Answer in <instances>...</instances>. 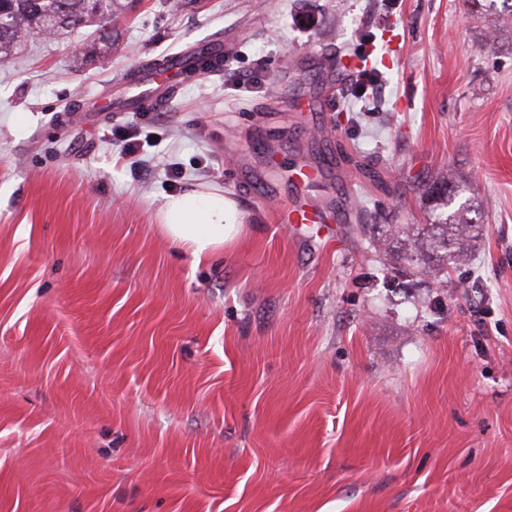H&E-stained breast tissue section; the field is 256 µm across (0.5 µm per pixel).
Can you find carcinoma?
<instances>
[{
    "label": "carcinoma",
    "instance_id": "cac0c4a2",
    "mask_svg": "<svg viewBox=\"0 0 512 512\" xmlns=\"http://www.w3.org/2000/svg\"><path fill=\"white\" fill-rule=\"evenodd\" d=\"M121 14L120 0H0V65L10 63L19 46L47 30L61 35L96 24L103 34L85 46V55L94 57L108 47L111 32L106 23ZM427 186L435 202L434 223L408 224L395 234L379 224H359L357 230L368 251L384 252L402 273L437 279L475 247L480 225L469 218L471 199L450 208L470 190L466 181L442 177Z\"/></svg>",
    "mask_w": 512,
    "mask_h": 512
}]
</instances>
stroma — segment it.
<instances>
[{
	"mask_svg": "<svg viewBox=\"0 0 512 512\" xmlns=\"http://www.w3.org/2000/svg\"><path fill=\"white\" fill-rule=\"evenodd\" d=\"M171 2L0 66V512H512V17L490 44L475 0ZM215 42L219 73L113 111ZM327 160L306 194L341 221L277 223ZM174 170L236 204L210 258L157 225ZM439 171L483 224L441 285L352 230L427 223Z\"/></svg>",
	"mask_w": 512,
	"mask_h": 512,
	"instance_id": "obj_1",
	"label": "stroma"
}]
</instances>
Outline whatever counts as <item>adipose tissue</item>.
<instances>
[{
	"label": "adipose tissue",
	"instance_id": "ef3b65f1",
	"mask_svg": "<svg viewBox=\"0 0 512 512\" xmlns=\"http://www.w3.org/2000/svg\"><path fill=\"white\" fill-rule=\"evenodd\" d=\"M157 219L169 241L198 260L223 249L237 227L233 200L195 186L166 196Z\"/></svg>",
	"mask_w": 512,
	"mask_h": 512
}]
</instances>
